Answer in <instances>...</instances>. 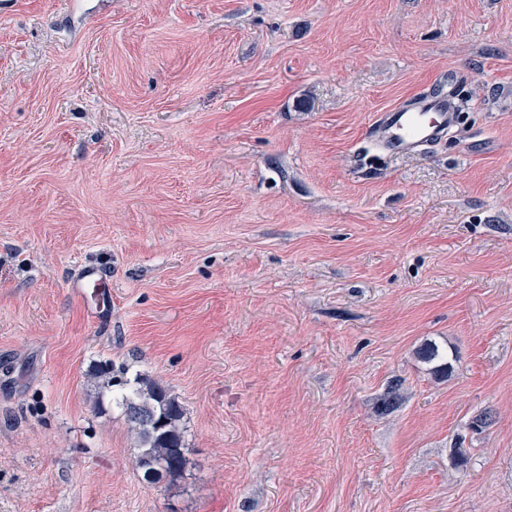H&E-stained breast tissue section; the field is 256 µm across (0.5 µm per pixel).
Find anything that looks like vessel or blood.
<instances>
[{
  "label": "vessel or blood",
  "instance_id": "1",
  "mask_svg": "<svg viewBox=\"0 0 512 512\" xmlns=\"http://www.w3.org/2000/svg\"><path fill=\"white\" fill-rule=\"evenodd\" d=\"M456 120L457 109L450 95L429 92L379 113L369 135L379 151L402 157L445 138ZM90 287L101 293L110 287L106 273L93 265L82 268L76 283L80 291Z\"/></svg>",
  "mask_w": 512,
  "mask_h": 512
}]
</instances>
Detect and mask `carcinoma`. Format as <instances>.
Segmentation results:
<instances>
[{
    "mask_svg": "<svg viewBox=\"0 0 512 512\" xmlns=\"http://www.w3.org/2000/svg\"><path fill=\"white\" fill-rule=\"evenodd\" d=\"M418 358L432 365L437 378L448 376V354L430 341L417 350ZM119 397L125 420L139 443L134 467L143 481L157 484L164 478L180 475L186 464V448L181 426L183 408L175 397L158 382L142 379L120 380ZM401 382L392 381L380 402L383 411L399 404Z\"/></svg>",
    "mask_w": 512,
    "mask_h": 512,
    "instance_id": "cac0c4a2",
    "label": "carcinoma"
}]
</instances>
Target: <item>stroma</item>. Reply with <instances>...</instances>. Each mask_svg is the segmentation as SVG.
<instances>
[{"label":"stroma","mask_w":512,"mask_h":512,"mask_svg":"<svg viewBox=\"0 0 512 512\" xmlns=\"http://www.w3.org/2000/svg\"><path fill=\"white\" fill-rule=\"evenodd\" d=\"M439 87L446 140L369 146ZM0 512H512V0H0ZM94 288L99 294L105 296V290L111 295V288L107 274L98 266L87 265L79 273L76 288L79 294H83L86 288ZM418 358L427 364L435 363L431 368V373L436 378L448 376L450 365L448 364V354L442 352L435 342H425L416 352ZM103 385H122L119 397L125 420L139 443L134 467L143 481L157 484L164 478L180 475L186 464V448L181 426L183 408L158 382L135 377L112 378V368L105 364Z\"/></svg>","instance_id":"stroma-1"}]
</instances>
